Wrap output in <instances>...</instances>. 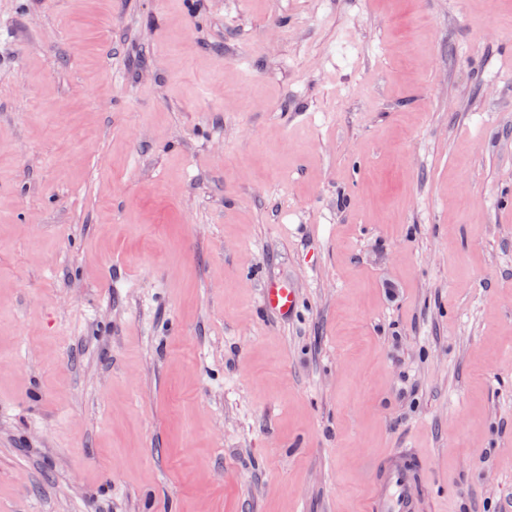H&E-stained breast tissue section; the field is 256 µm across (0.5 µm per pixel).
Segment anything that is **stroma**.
Instances as JSON below:
<instances>
[{
	"mask_svg": "<svg viewBox=\"0 0 512 512\" xmlns=\"http://www.w3.org/2000/svg\"><path fill=\"white\" fill-rule=\"evenodd\" d=\"M397 448L512 512V0H0V512H366ZM263 305L281 318H288L297 304V294L291 283L285 279L269 278L262 290Z\"/></svg>",
	"mask_w": 512,
	"mask_h": 512,
	"instance_id": "obj_1",
	"label": "stroma"
}]
</instances>
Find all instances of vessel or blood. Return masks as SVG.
Wrapping results in <instances>:
<instances>
[{"label": "vessel or blood", "instance_id": "1", "mask_svg": "<svg viewBox=\"0 0 512 512\" xmlns=\"http://www.w3.org/2000/svg\"><path fill=\"white\" fill-rule=\"evenodd\" d=\"M263 305L281 318H288L297 304L291 283L270 278L262 290ZM427 482L423 460L416 453L392 450L374 468L366 512H425L422 489Z\"/></svg>", "mask_w": 512, "mask_h": 512}]
</instances>
